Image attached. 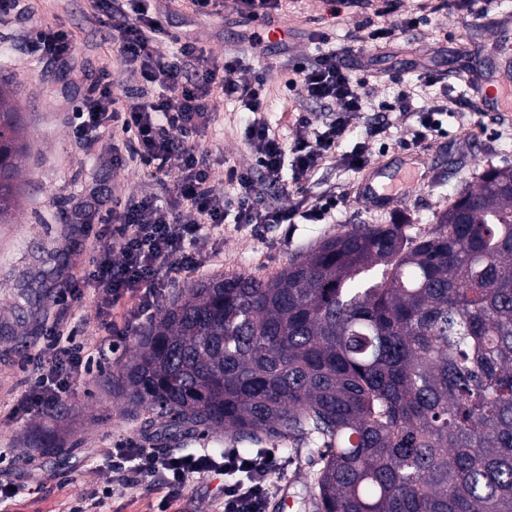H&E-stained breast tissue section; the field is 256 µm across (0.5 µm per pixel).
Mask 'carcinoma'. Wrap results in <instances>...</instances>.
I'll use <instances>...</instances> for the list:
<instances>
[{
  "mask_svg": "<svg viewBox=\"0 0 512 512\" xmlns=\"http://www.w3.org/2000/svg\"><path fill=\"white\" fill-rule=\"evenodd\" d=\"M0 88V221L27 145ZM107 387L172 438L315 448L316 512H512V167L428 233L359 224L178 292Z\"/></svg>",
  "mask_w": 512,
  "mask_h": 512,
  "instance_id": "cac0c4a2",
  "label": "carcinoma"
}]
</instances>
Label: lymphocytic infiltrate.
<instances>
[{"label": "lymphocytic infiltrate", "mask_w": 512, "mask_h": 512, "mask_svg": "<svg viewBox=\"0 0 512 512\" xmlns=\"http://www.w3.org/2000/svg\"><path fill=\"white\" fill-rule=\"evenodd\" d=\"M95 8L99 24L116 32L119 62L135 87L124 100H116L112 68L102 64L73 109L74 137L84 148L111 154L113 168H124L127 159H140L146 178L171 183L173 195L169 203L149 190L127 198L116 195L105 215L84 209L76 216L89 252L80 276L71 283L70 297L84 320L101 330L98 347L104 352L114 350L118 340L152 315L181 274L204 265L216 237L224 233L226 219L238 224H291L298 218L313 223L328 218L336 208L332 196L304 210L257 207L253 174L261 172L276 184L288 166L295 180H303L346 138L352 118L366 109V96L336 51L299 66L300 96L328 107L331 118L312 136L298 138L288 147L261 117L264 76L251 82L235 80L239 59L217 58L189 39L180 41L172 57L155 55L154 43L168 32L152 13L150 0H95ZM379 14L383 24L356 34L358 53H365L368 43L390 42L417 24L415 17L399 15L398 0H382ZM34 49L64 63L74 52L73 37L65 28L46 23L35 33ZM217 95L255 115L245 138L257 169L227 168L226 179L238 185L230 207L217 199L212 168L194 142L210 125ZM413 97V88L400 90L390 109L415 112L411 144L418 147L441 128L448 103L437 100L417 109ZM38 360L18 403L24 411L54 409L88 370L84 346L58 321L46 329ZM104 457L101 494L81 499L71 512H98L103 500L111 497L113 482L123 479L130 468L146 478L148 487L165 489L157 512H169L189 479L208 473L226 478L223 512H265L268 476L274 469L266 456L160 452L131 437L107 449Z\"/></svg>", "instance_id": "f902f5d3"}]
</instances>
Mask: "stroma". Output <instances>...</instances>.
<instances>
[{
  "mask_svg": "<svg viewBox=\"0 0 512 512\" xmlns=\"http://www.w3.org/2000/svg\"><path fill=\"white\" fill-rule=\"evenodd\" d=\"M154 6L173 34L197 40L214 55L241 58L239 79L266 73L263 117L289 144L311 135L327 117L318 105L286 94L284 82L293 78L295 64L312 61L323 47L349 45L360 22L374 17L369 9L333 16L321 0H290L287 9L275 15L268 49L260 54L250 50L246 40L252 25L241 22L231 9L201 15L189 0H155ZM401 10L424 16V23L373 46L365 56L345 57L353 80L367 82L368 110L354 120L335 157L320 162L302 185H293L288 169L282 184H256L260 202L282 208L303 199L337 196L340 203L331 217L320 224L227 223L214 256L200 271L183 274L178 287L219 276H269L355 224H402L407 234L418 235L435 226L449 200L474 183L483 169L512 166V111L493 104L477 117L458 110L448 113L442 131L416 149L408 144L415 123L412 114L379 110L399 92L400 82H415L420 66L441 74L443 84L418 92L413 99L417 107L442 94L457 97L472 87L491 97L512 87V0H493L488 16L479 20L454 8L430 12L427 0H402ZM45 23L60 24L76 34L77 56L70 68L33 54L30 39ZM115 55L111 36L96 21L93 0H33L31 16L0 26V83L11 88L30 142L21 174V206L10 223L0 224V485L17 492L15 498L0 501V512H69L97 488L103 449L130 436L162 451L243 448L230 432L169 442L146 433L125 399L102 382L103 374L117 371L133 354L139 340L135 333L117 353L95 358L84 379L63 397L62 412L13 411L25 391L33 359L44 345L45 330L53 322L68 317L85 346L98 342L96 328L81 324L68 294L71 278L86 258L83 236L72 222L75 212L92 197L107 201L113 186L137 194L145 185L138 163L113 169L108 157L87 153L72 134L70 107L84 95L75 71L91 74L102 62H112V92L123 98L130 80L114 64ZM213 105V120L198 147L208 155L218 193L229 200L236 189L224 180L226 166L247 169L255 163L244 137L253 115L219 96ZM377 120L385 122V136L371 146L364 168L349 167L345 156L361 142L367 123ZM419 156L423 165L396 184L400 202L370 205L359 200L358 185L375 167L393 173ZM50 443L61 446L62 454H44ZM261 447L277 461L266 512H314L309 477L316 465L310 451L272 440ZM223 497V476L197 475L171 512H217ZM160 498L157 492L145 494L143 483L117 482L102 512H150Z\"/></svg>",
  "mask_w": 512,
  "mask_h": 512,
  "instance_id": "obj_1",
  "label": "stroma"
}]
</instances>
